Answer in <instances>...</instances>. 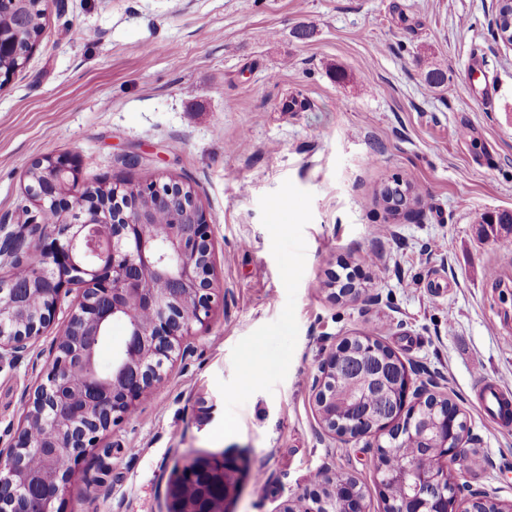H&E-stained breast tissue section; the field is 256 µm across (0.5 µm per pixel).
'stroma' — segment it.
Masks as SVG:
<instances>
[{"mask_svg": "<svg viewBox=\"0 0 512 512\" xmlns=\"http://www.w3.org/2000/svg\"><path fill=\"white\" fill-rule=\"evenodd\" d=\"M496 0H63L0 86V225L38 209L27 171L79 162L80 185L194 188L214 226L217 303L190 352L76 464L62 512H168L196 455L235 462L227 512H279L330 469L385 512L376 441L323 429L313 379L345 339L375 336L464 414V494L512 503V424L479 384L512 390V50ZM442 68L448 82L422 76ZM137 164H129V157ZM418 187L417 220L379 198ZM349 271L356 291L334 294ZM0 365V448L46 380L54 339ZM261 348L250 374L245 357ZM263 474L264 492L254 486Z\"/></svg>", "mask_w": 512, "mask_h": 512, "instance_id": "35a3bbf8", "label": "stroma"}]
</instances>
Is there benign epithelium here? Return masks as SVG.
Masks as SVG:
<instances>
[{"instance_id": "benign-epithelium-1", "label": "benign epithelium", "mask_w": 512, "mask_h": 512, "mask_svg": "<svg viewBox=\"0 0 512 512\" xmlns=\"http://www.w3.org/2000/svg\"><path fill=\"white\" fill-rule=\"evenodd\" d=\"M56 0H0V12L14 17L0 26V78L8 81L29 59L34 40H22L26 10L44 12ZM40 175L28 174L26 194L38 216L16 231L0 236V258L11 266L0 276V364L15 362L28 343L42 335L54 320L60 300L72 286L82 287L69 324L58 337L55 356L27 410L13 442L0 448V512H54V501L76 476L75 465L100 435L134 412L141 398L160 382L166 368L184 355L193 326L204 324L215 303L213 225L194 190L183 183H145L116 187H84L75 200L66 177L78 167L69 155L36 160ZM146 202L171 214L172 223L159 230L148 222ZM52 210L55 220L45 221ZM121 322L126 337L113 349L112 365L103 372L95 359L106 327ZM382 341L341 342L319 367L313 382L320 421L331 435L368 436L354 422L357 407L370 392L407 399L418 404L439 399L421 385L397 356L381 357ZM360 351L371 359L359 372L353 356L344 365L354 375L357 391L336 401L330 389L336 365ZM78 372L82 380L75 382ZM442 408V407H440ZM461 411L448 402L442 416L431 420L412 409L406 420H384L382 432L396 440L419 437L441 449L430 472L416 467L390 470L378 449L375 470L382 486L403 482L411 494L388 512H450L448 497H458L450 478L462 460L468 427L456 423ZM234 466L222 456L193 459L186 465L170 496L168 512H224L234 491L229 476ZM323 492H311L301 509L286 506L281 512H365L364 494L347 483L336 489L332 473L322 475ZM459 512H512L486 495L462 502Z\"/></svg>"}]
</instances>
